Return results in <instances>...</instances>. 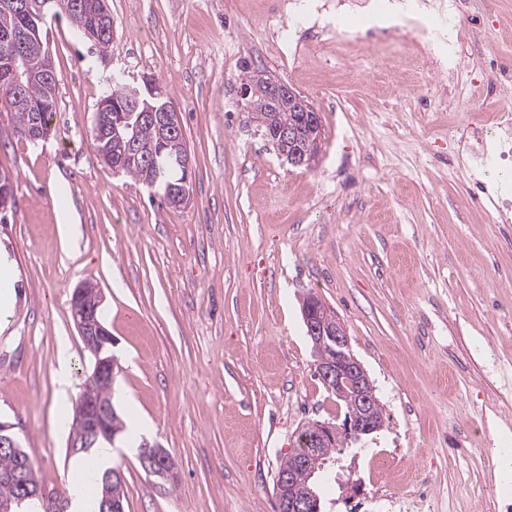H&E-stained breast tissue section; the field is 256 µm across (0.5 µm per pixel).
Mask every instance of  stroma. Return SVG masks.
I'll use <instances>...</instances> for the list:
<instances>
[{
    "instance_id": "obj_1",
    "label": "stroma",
    "mask_w": 512,
    "mask_h": 512,
    "mask_svg": "<svg viewBox=\"0 0 512 512\" xmlns=\"http://www.w3.org/2000/svg\"><path fill=\"white\" fill-rule=\"evenodd\" d=\"M271 2L107 0L104 53L49 20L50 134L21 137L0 108L16 199L0 256L20 287L0 317V419L21 427L46 489L63 491L76 468L67 421L93 366L71 296L94 284L121 366L113 404L177 462L160 485L136 449H116L125 512H276L275 475L300 428L345 413L315 374L300 310L311 293L344 324L387 417L362 451L339 454L325 512H371L375 493L420 481L432 512H505L512 493L494 470L512 456V223H487L448 164L449 130L479 114L409 108L420 73L394 66L417 52L403 29L387 45L330 36L283 60L259 33ZM353 58L356 80L344 75ZM119 71L155 79L175 106L188 204L169 207L96 157V108ZM256 71L318 110L313 168L284 164L248 131L237 90Z\"/></svg>"
}]
</instances>
